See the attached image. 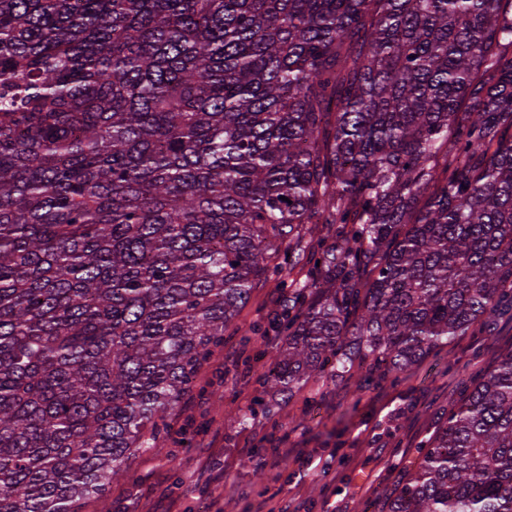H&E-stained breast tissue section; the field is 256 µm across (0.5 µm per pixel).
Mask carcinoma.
I'll list each match as a JSON object with an SVG mask.
<instances>
[{"label": "carcinoma", "instance_id": "obj_1", "mask_svg": "<svg viewBox=\"0 0 512 512\" xmlns=\"http://www.w3.org/2000/svg\"><path fill=\"white\" fill-rule=\"evenodd\" d=\"M272 281L269 417L494 334L512 0H0V512L103 496ZM389 512H512V351Z\"/></svg>", "mask_w": 512, "mask_h": 512}]
</instances>
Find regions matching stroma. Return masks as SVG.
<instances>
[{
	"mask_svg": "<svg viewBox=\"0 0 512 512\" xmlns=\"http://www.w3.org/2000/svg\"><path fill=\"white\" fill-rule=\"evenodd\" d=\"M279 298L273 287L256 289L226 337L200 368L171 422L184 443L160 436L156 448L126 463L103 499L79 512H388L406 479L421 440L453 408L472 375L512 351V319L496 335L472 330L412 366L399 384L374 383L355 398L353 379L316 378L283 405L274 422L255 416L224 419L225 407L256 408L264 370L254 322ZM331 466L329 474L315 462Z\"/></svg>",
	"mask_w": 512,
	"mask_h": 512,
	"instance_id": "stroma-1",
	"label": "stroma"
}]
</instances>
